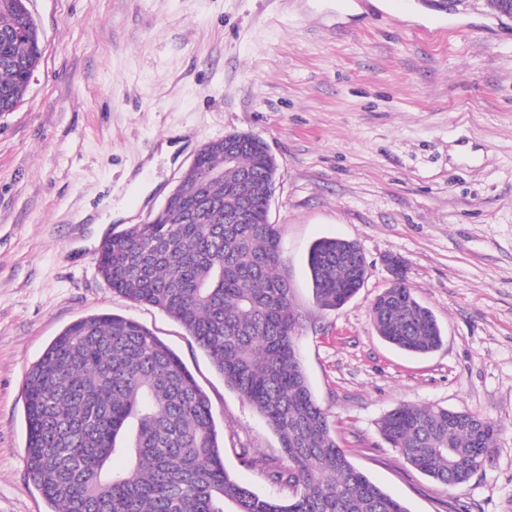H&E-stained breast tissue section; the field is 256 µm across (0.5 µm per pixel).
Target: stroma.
I'll use <instances>...</instances> for the list:
<instances>
[{
	"instance_id": "35a3bbf8",
	"label": "stroma",
	"mask_w": 512,
	"mask_h": 512,
	"mask_svg": "<svg viewBox=\"0 0 512 512\" xmlns=\"http://www.w3.org/2000/svg\"><path fill=\"white\" fill-rule=\"evenodd\" d=\"M42 59L22 104L0 113V512H52L24 465L22 390L77 319L131 317L208 394L224 466L261 495L279 440L173 318L113 293L103 238L157 211L206 142L252 134L280 178L270 220L301 316L311 391L351 462L410 512H512V19L487 0H28ZM181 160L163 153L174 134ZM156 188L137 202L131 176ZM365 256L344 307L313 297L310 246ZM400 257L443 342L415 356L369 314ZM403 404L502 427L458 488L416 471L381 438Z\"/></svg>"
}]
</instances>
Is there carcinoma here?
<instances>
[{
    "label": "carcinoma",
    "instance_id": "carcinoma-1",
    "mask_svg": "<svg viewBox=\"0 0 512 512\" xmlns=\"http://www.w3.org/2000/svg\"><path fill=\"white\" fill-rule=\"evenodd\" d=\"M20 2L0 0V112L24 100L41 60L38 26ZM261 145L240 134L229 164L224 150L203 149L165 208L102 241L98 272L113 292L179 322L265 420L280 455L261 462L290 496L237 483L210 400L181 358L138 321L103 313L64 328L25 380L26 472L53 512H409L350 462L311 393L295 344L300 315L279 273V227L263 223L274 183ZM209 167L224 178H205ZM307 265L327 310L367 277L364 255L344 239L315 242ZM370 315L379 336L407 352L424 355L442 341L403 280L377 296ZM379 431L415 470L456 487L491 457L501 426L403 404ZM116 455L126 468H112Z\"/></svg>",
    "mask_w": 512,
    "mask_h": 512
}]
</instances>
